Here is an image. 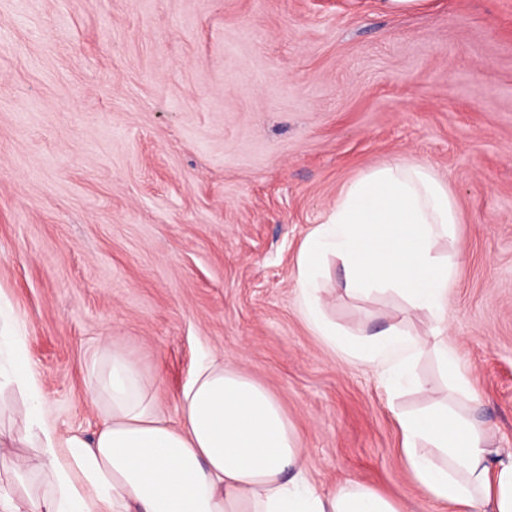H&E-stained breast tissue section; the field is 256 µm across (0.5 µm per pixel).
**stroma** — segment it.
Masks as SVG:
<instances>
[{"label":"stroma","mask_w":512,"mask_h":512,"mask_svg":"<svg viewBox=\"0 0 512 512\" xmlns=\"http://www.w3.org/2000/svg\"><path fill=\"white\" fill-rule=\"evenodd\" d=\"M424 163L459 224L448 340L423 392L389 394L300 307L297 257L341 189L382 163ZM351 335L404 319L390 292L345 297ZM0 295L58 432L92 433L103 343L179 395L216 359L264 386L298 431L311 480L376 487L404 512H448L407 469L398 411L445 404L512 448V0H0ZM23 445L0 480L41 473ZM438 357L448 373L456 389L467 391L469 388L468 379L459 365L454 348L447 344H441L436 348Z\"/></svg>","instance_id":"stroma-1"}]
</instances>
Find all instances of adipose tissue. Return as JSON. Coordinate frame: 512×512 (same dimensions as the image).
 <instances>
[{
  "label": "adipose tissue",
  "instance_id": "adipose-tissue-1",
  "mask_svg": "<svg viewBox=\"0 0 512 512\" xmlns=\"http://www.w3.org/2000/svg\"><path fill=\"white\" fill-rule=\"evenodd\" d=\"M457 209L424 164L386 163L349 182L301 244L297 268L310 327L352 359L379 370L388 390L419 389L413 363L440 335L454 279L450 256ZM344 267L347 297L399 295L436 326L423 336L390 324L350 338L325 316L318 276L327 256ZM5 375L28 400V427L11 443L37 442L36 470L51 494L0 487V512H402L375 487L347 480L322 492L307 477L299 436L279 401L231 367L199 365L184 387L181 422L156 406L154 381L119 347H103L91 391L103 406L97 431L59 434L44 416L38 384L14 342L13 312L0 300ZM402 453L427 499L454 512H512V451L493 448L472 420L444 406L401 412Z\"/></svg>",
  "mask_w": 512,
  "mask_h": 512
}]
</instances>
